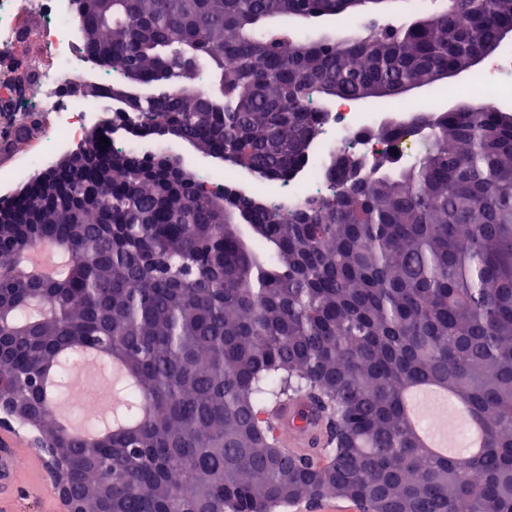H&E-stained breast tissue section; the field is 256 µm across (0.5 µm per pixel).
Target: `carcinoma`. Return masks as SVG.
Segmentation results:
<instances>
[{"instance_id": "cac0c4a2", "label": "carcinoma", "mask_w": 512, "mask_h": 512, "mask_svg": "<svg viewBox=\"0 0 512 512\" xmlns=\"http://www.w3.org/2000/svg\"><path fill=\"white\" fill-rule=\"evenodd\" d=\"M367 0H79L95 60L135 78L112 89L132 128L224 159L249 188L208 191L177 158L100 139L57 168L60 209L36 228L0 224V327L15 343L0 392L40 405L44 447L76 470L87 512H277L298 501L369 512H512V114L422 113L423 155L390 151L363 171L333 159L327 196L283 214L263 188L310 155L336 99L392 111L413 87L475 70L512 27V0H448L436 15L312 39L293 18L336 17ZM231 57L234 63L225 64ZM181 60L217 91L184 100L159 75ZM162 112L165 120H156ZM365 138L388 144L387 124ZM67 257L54 279L29 240ZM84 344L120 359L123 432L85 414L65 432L33 374L62 380ZM448 389L484 428L481 452L429 454L403 396ZM334 423L329 447L287 454L268 406Z\"/></svg>"}]
</instances>
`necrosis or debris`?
Wrapping results in <instances>:
<instances>
[{
  "mask_svg": "<svg viewBox=\"0 0 512 512\" xmlns=\"http://www.w3.org/2000/svg\"><path fill=\"white\" fill-rule=\"evenodd\" d=\"M93 57L81 39L73 0H0V139L30 126L34 135L17 163L0 167L8 185L46 163L60 148L84 144L86 127L101 117L111 77L100 79L102 94L83 98L75 83L95 77ZM349 99L327 113L313 153L301 171L272 195L296 204L331 193L324 170L332 156L354 154L372 161L383 151L379 140H364L363 130L379 123L408 128L409 112H357Z\"/></svg>",
  "mask_w": 512,
  "mask_h": 512,
  "instance_id": "1",
  "label": "necrosis or debris"
}]
</instances>
